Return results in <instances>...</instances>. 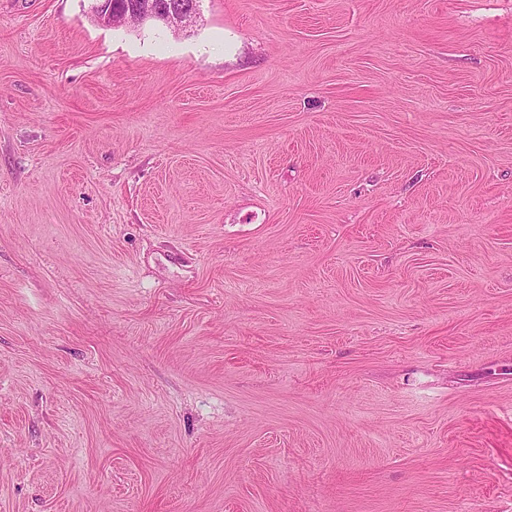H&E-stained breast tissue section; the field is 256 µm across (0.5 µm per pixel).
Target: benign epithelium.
Instances as JSON below:
<instances>
[{
	"label": "benign epithelium",
	"instance_id": "obj_1",
	"mask_svg": "<svg viewBox=\"0 0 512 512\" xmlns=\"http://www.w3.org/2000/svg\"><path fill=\"white\" fill-rule=\"evenodd\" d=\"M199 3L200 0H131L121 13L107 10L101 3L95 17L99 23L114 27L132 19L139 24L159 20L169 27L179 28L194 22L199 14Z\"/></svg>",
	"mask_w": 512,
	"mask_h": 512
}]
</instances>
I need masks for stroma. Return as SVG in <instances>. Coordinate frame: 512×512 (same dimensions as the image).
Instances as JSON below:
<instances>
[{
	"label": "stroma",
	"mask_w": 512,
	"mask_h": 512,
	"mask_svg": "<svg viewBox=\"0 0 512 512\" xmlns=\"http://www.w3.org/2000/svg\"><path fill=\"white\" fill-rule=\"evenodd\" d=\"M0 0V512H512V0ZM100 3L98 12L94 13L101 24L119 27L129 22L131 17L135 23L143 24L159 20L168 27H186L194 22L199 14L200 0H132L127 4L125 12L114 13L110 8L105 10L108 0ZM176 3V4H175Z\"/></svg>",
	"instance_id": "1"
}]
</instances>
